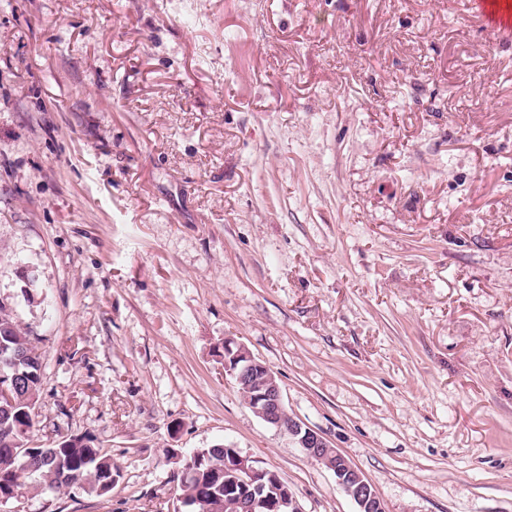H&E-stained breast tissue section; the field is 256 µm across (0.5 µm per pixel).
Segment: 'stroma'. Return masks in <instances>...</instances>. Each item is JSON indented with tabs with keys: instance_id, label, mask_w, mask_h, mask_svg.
<instances>
[{
	"instance_id": "1",
	"label": "stroma",
	"mask_w": 512,
	"mask_h": 512,
	"mask_svg": "<svg viewBox=\"0 0 512 512\" xmlns=\"http://www.w3.org/2000/svg\"><path fill=\"white\" fill-rule=\"evenodd\" d=\"M0 305L34 445L118 470L0 512H180L219 442L357 512L228 338L386 512H512V39L470 0H0ZM31 332L20 327L14 320L12 313L6 307L0 305V340L11 348L18 349L22 353L29 354L41 364L40 354L34 346V338ZM224 373L240 389H247L246 403L264 422L287 432L309 458L333 472L338 485L357 506V512H386L373 486L338 448H331L322 435L288 415L272 370L232 338L224 341ZM256 373L262 374V381L253 389L250 379Z\"/></svg>"
}]
</instances>
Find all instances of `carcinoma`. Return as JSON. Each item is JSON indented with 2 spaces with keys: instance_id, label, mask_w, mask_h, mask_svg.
Returning a JSON list of instances; mask_svg holds the SVG:
<instances>
[{
  "instance_id": "obj_1",
  "label": "carcinoma",
  "mask_w": 512,
  "mask_h": 512,
  "mask_svg": "<svg viewBox=\"0 0 512 512\" xmlns=\"http://www.w3.org/2000/svg\"><path fill=\"white\" fill-rule=\"evenodd\" d=\"M0 341L41 361L31 332L20 327L12 313L0 305ZM42 388V372L33 367L25 376L12 405L0 408V497H15L24 475L35 477L50 489L80 486L99 495L112 491V459L101 454L86 436H68L50 448H35L21 465L13 445L29 442L33 412ZM234 448L216 444L198 448L182 460L192 475L177 474L183 504L189 512H229L225 507L226 487L233 478L227 463Z\"/></svg>"
}]
</instances>
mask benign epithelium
Wrapping results in <instances>:
<instances>
[{"mask_svg": "<svg viewBox=\"0 0 512 512\" xmlns=\"http://www.w3.org/2000/svg\"><path fill=\"white\" fill-rule=\"evenodd\" d=\"M0 358L12 363V374L0 375V400L10 402L12 385L22 376L20 369L27 365V360L20 352L8 349H0ZM224 373L230 375L236 385L247 389L246 403L264 422L287 432L309 458L333 472L338 485L357 506V512H385L382 499L364 474L339 449L331 447L322 435L288 415L272 370L256 361L232 338L224 340ZM257 373L262 375V381L254 387L250 379ZM230 468L235 476V484L229 486L227 494L230 512H236L242 505V498L235 493V485L259 488L264 486L265 479L274 477L268 470L254 468L239 453L233 457Z\"/></svg>", "mask_w": 512, "mask_h": 512, "instance_id": "7a95c632", "label": "benign epithelium"}]
</instances>
